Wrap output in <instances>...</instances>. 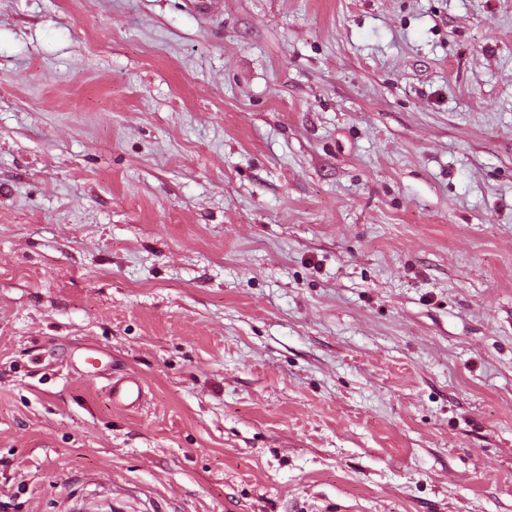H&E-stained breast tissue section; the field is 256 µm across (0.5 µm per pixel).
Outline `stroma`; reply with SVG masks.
I'll use <instances>...</instances> for the list:
<instances>
[{
    "instance_id": "stroma-1",
    "label": "stroma",
    "mask_w": 512,
    "mask_h": 512,
    "mask_svg": "<svg viewBox=\"0 0 512 512\" xmlns=\"http://www.w3.org/2000/svg\"><path fill=\"white\" fill-rule=\"evenodd\" d=\"M76 503L512 512V0H0V512ZM112 403L127 409L141 406L144 392L141 380L134 375L112 380L109 384Z\"/></svg>"
}]
</instances>
